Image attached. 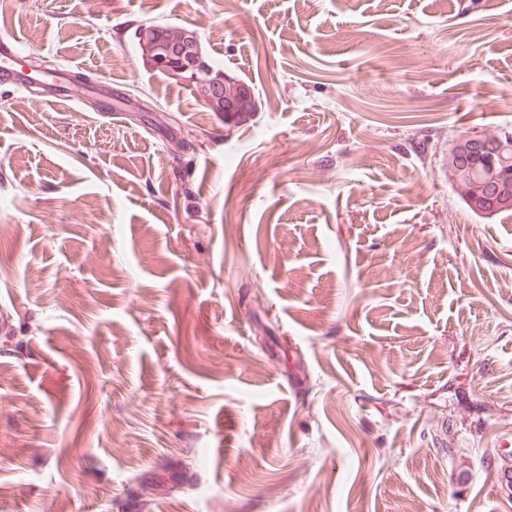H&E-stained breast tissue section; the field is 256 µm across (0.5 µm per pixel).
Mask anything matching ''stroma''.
Listing matches in <instances>:
<instances>
[{
	"mask_svg": "<svg viewBox=\"0 0 512 512\" xmlns=\"http://www.w3.org/2000/svg\"><path fill=\"white\" fill-rule=\"evenodd\" d=\"M8 34L94 92L0 83V512H512V214L444 168L512 130V0H0ZM154 28L161 37V44L169 49L174 60L196 69L198 78L197 74L189 73L187 67L173 66L164 55L146 53L143 60L147 66L181 80H191L189 82L200 91L213 112H235L237 115L256 112L258 97L254 88L243 79L225 75L219 69L210 76L212 65L202 57L200 43L191 31L170 25H156ZM482 136L479 133H469L458 137L448 144V153L459 159L465 155L474 156L481 153Z\"/></svg>",
	"mask_w": 512,
	"mask_h": 512,
	"instance_id": "stroma-1",
	"label": "stroma"
}]
</instances>
